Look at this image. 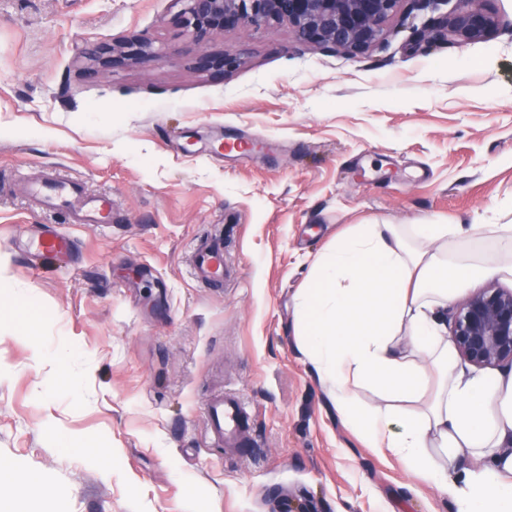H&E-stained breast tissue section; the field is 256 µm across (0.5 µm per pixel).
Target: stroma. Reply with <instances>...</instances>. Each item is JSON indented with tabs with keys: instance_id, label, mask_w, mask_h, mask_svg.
Instances as JSON below:
<instances>
[{
	"instance_id": "35a3bbf8",
	"label": "stroma",
	"mask_w": 512,
	"mask_h": 512,
	"mask_svg": "<svg viewBox=\"0 0 512 512\" xmlns=\"http://www.w3.org/2000/svg\"><path fill=\"white\" fill-rule=\"evenodd\" d=\"M486 7V39L439 10L356 56L231 31L216 76L174 0H0V512H455L343 424L292 299L352 225L512 224V0ZM132 34L158 58L84 76ZM224 134L272 150L215 160ZM48 176L111 195L112 224L43 209ZM43 224L74 250L33 270ZM218 230L239 276L211 288L191 255ZM222 391L250 415L232 454L206 438Z\"/></svg>"
}]
</instances>
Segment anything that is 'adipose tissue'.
I'll use <instances>...</instances> for the list:
<instances>
[{
  "mask_svg": "<svg viewBox=\"0 0 512 512\" xmlns=\"http://www.w3.org/2000/svg\"><path fill=\"white\" fill-rule=\"evenodd\" d=\"M496 243L470 259L450 242ZM512 277V224H357L312 264L293 299L300 350L344 422L450 494L457 512H512V371L457 372L442 318L474 276ZM368 390L372 401L356 398ZM476 468L450 471L461 455Z\"/></svg>",
  "mask_w": 512,
  "mask_h": 512,
  "instance_id": "obj_1",
  "label": "adipose tissue"
}]
</instances>
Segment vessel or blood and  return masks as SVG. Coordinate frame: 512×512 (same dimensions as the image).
<instances>
[{"instance_id": "1", "label": "vessel or blood", "mask_w": 512, "mask_h": 512, "mask_svg": "<svg viewBox=\"0 0 512 512\" xmlns=\"http://www.w3.org/2000/svg\"><path fill=\"white\" fill-rule=\"evenodd\" d=\"M37 195L67 210L70 218L80 224H108L112 221V198L107 194L84 196L79 184L48 180L35 186ZM71 242L65 235L45 229L28 242L25 251L35 267H42L68 257ZM194 277L210 285H222L233 274L224 260V241L214 237L202 241L194 255ZM207 433L212 445L235 448L249 422L248 411L238 396L219 395L209 400L204 409Z\"/></svg>"}]
</instances>
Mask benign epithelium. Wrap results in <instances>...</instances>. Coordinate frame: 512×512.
Masks as SVG:
<instances>
[{
    "mask_svg": "<svg viewBox=\"0 0 512 512\" xmlns=\"http://www.w3.org/2000/svg\"><path fill=\"white\" fill-rule=\"evenodd\" d=\"M183 3L179 22L200 45L193 68L226 72L238 64L235 54L208 50L217 35L245 28L260 29L286 24L294 39L321 49L362 54L383 39L384 25L403 7L409 11L437 8L447 0H175ZM455 0L447 15V31L458 42L481 39L497 24L483 3ZM146 56H157L151 43L131 35L89 53L96 76L116 65H132ZM451 338L464 360L480 367L512 364V291L487 287L471 294L457 309Z\"/></svg>",
    "mask_w": 512,
    "mask_h": 512,
    "instance_id": "benign-epithelium-1",
    "label": "benign epithelium"
}]
</instances>
